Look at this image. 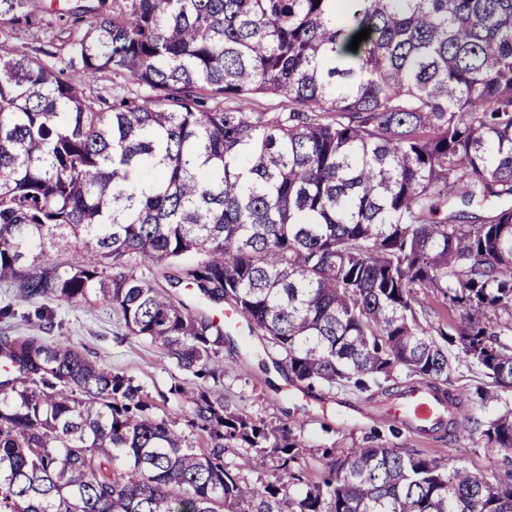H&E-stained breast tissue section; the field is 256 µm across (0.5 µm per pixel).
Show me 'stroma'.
<instances>
[{
  "label": "stroma",
  "instance_id": "obj_1",
  "mask_svg": "<svg viewBox=\"0 0 512 512\" xmlns=\"http://www.w3.org/2000/svg\"><path fill=\"white\" fill-rule=\"evenodd\" d=\"M77 23L44 16L39 27L10 29V46L62 68L68 59L67 39ZM45 307L53 312V328H45L35 311ZM47 336L60 338L84 353L96 356L108 369L124 374L140 385L148 396L155 416L184 422L188 404L170 394L173 380L194 390L197 378L182 373L159 346L150 340L126 335L122 321L111 307L91 299L69 304L51 298L20 299L15 288L0 282V336ZM224 363L229 370L218 388L226 400L249 415L266 420H286L300 432L306 449L299 468L306 481H317L323 472L322 451L336 446L348 448L381 435L403 451L416 450L429 456L448 457L452 464L482 473L512 472V450L489 451L475 424L493 418L502 402L489 400V380L482 368L464 357L454 358L450 371L451 390L463 401L464 418L450 432L425 435L407 428L398 433L388 429L384 400L352 387L318 390L310 395L289 382L278 371L259 340L250 344H225Z\"/></svg>",
  "mask_w": 512,
  "mask_h": 512
}]
</instances>
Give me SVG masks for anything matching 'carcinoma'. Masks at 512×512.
Instances as JSON below:
<instances>
[{"label": "carcinoma", "instance_id": "carcinoma-1", "mask_svg": "<svg viewBox=\"0 0 512 512\" xmlns=\"http://www.w3.org/2000/svg\"><path fill=\"white\" fill-rule=\"evenodd\" d=\"M46 12L91 19L72 77L0 44V281L108 304L203 381L237 325L137 260L178 267L172 287L227 305L309 392L401 397V366L451 425L450 346L489 398L512 391V0H0V27ZM103 71L149 93L85 92ZM256 95L282 111L224 105ZM431 294L454 326L428 321ZM0 361V512H512V473L373 440L324 449L298 489L301 435L208 385L170 387L197 450L63 341L0 336ZM481 436L511 450L512 408ZM255 455L283 474L252 485Z\"/></svg>", "mask_w": 512, "mask_h": 512}]
</instances>
